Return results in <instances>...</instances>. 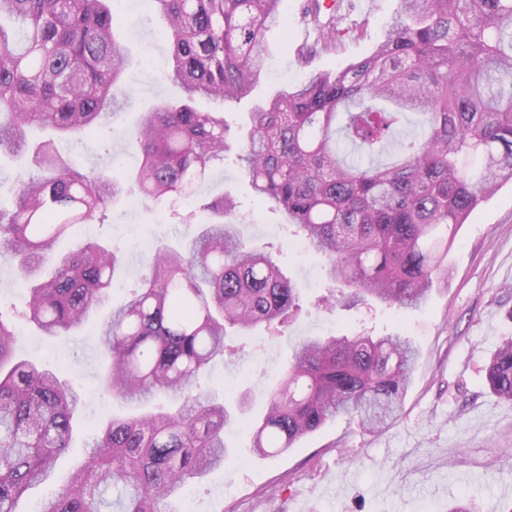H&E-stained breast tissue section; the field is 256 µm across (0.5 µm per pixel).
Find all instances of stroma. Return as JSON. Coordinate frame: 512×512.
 <instances>
[{"instance_id":"obj_1","label":"stroma","mask_w":512,"mask_h":512,"mask_svg":"<svg viewBox=\"0 0 512 512\" xmlns=\"http://www.w3.org/2000/svg\"><path fill=\"white\" fill-rule=\"evenodd\" d=\"M301 3L285 0L282 22L267 31L266 78L253 99L305 79L309 69L368 56L398 8V0H345L343 10L355 21V31L306 69L296 58L308 39ZM112 8L123 18L120 35L131 58L124 84L131 100L110 127L85 137L82 159L87 170L106 175L120 166L136 168L140 148L125 131L140 112L180 95L151 67L169 53L160 36L163 20L151 0L133 12L125 0H113ZM227 191L237 202L244 238L277 257L283 274L299 288L307 313L276 339L266 338L260 328L238 337L242 358L236 367L230 370L218 361L201 378V389L223 397L235 417L225 433L231 453L222 468L185 486L178 512H447L457 501L469 503L473 512H512V402L498 400L486 381V366L500 338L512 336V184L503 185L462 225L448 255V279L433 288L422 307L395 309L371 301L317 311L314 302L331 292L322 260L294 250L296 237L282 215L256 203L230 155L178 212L145 198L134 205L124 199L107 205L103 221L76 228V239L89 237L121 252L113 303L126 301L146 272L139 237L154 245L191 236L193 225L180 223V215L194 210L199 220H207L201 202ZM17 328L18 356L60 372L85 394L72 448L59 459L52 480L31 489L18 504L19 512H34L38 501L79 465L86 442L119 407L100 386L94 327L46 336L21 319ZM366 330L406 336L418 350L398 419L369 433L339 417L280 456L257 455L254 423L263 417L267 393L298 340Z\"/></svg>"}]
</instances>
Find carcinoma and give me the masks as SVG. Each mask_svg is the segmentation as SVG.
Listing matches in <instances>:
<instances>
[{
    "label": "carcinoma",
    "mask_w": 512,
    "mask_h": 512,
    "mask_svg": "<svg viewBox=\"0 0 512 512\" xmlns=\"http://www.w3.org/2000/svg\"><path fill=\"white\" fill-rule=\"evenodd\" d=\"M155 2L171 48L166 76L183 96L141 112L130 131L139 167L105 176L63 158L55 138L91 134L126 105L130 59L109 0H0V112L10 116L0 121V155L31 153L42 171L19 173L13 209L0 208V250L30 283L22 317L48 336L84 324L110 301L119 251L81 241L58 255L56 243L135 189L173 204L194 195L232 151L255 198L325 258L331 287L387 307L422 305L448 273L459 228L512 183V0H398L369 56L255 103L240 144L224 107L263 80L265 33L284 0ZM304 16L317 33L297 53L307 66L341 30L323 0H307ZM34 127L52 137L32 144ZM208 208L213 221L185 247L157 249L141 287L97 323L102 384L128 411L86 443L83 463L38 512H177L186 485L224 466L231 413L196 383L214 361L235 362L228 330L276 333L302 307L274 257L244 242L234 197ZM16 336L0 310V512H17L50 478L84 405L81 391L15 354ZM417 357L405 336L301 339L253 448L285 452L338 416L370 432L386 427ZM486 379L512 401V336ZM159 395L167 402L153 404Z\"/></svg>",
    "instance_id": "carcinoma-1"
}]
</instances>
